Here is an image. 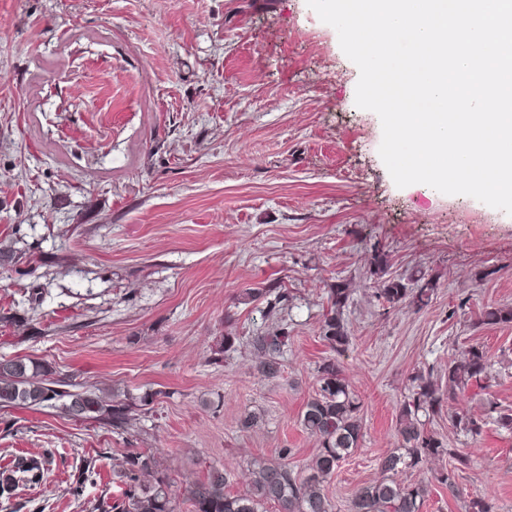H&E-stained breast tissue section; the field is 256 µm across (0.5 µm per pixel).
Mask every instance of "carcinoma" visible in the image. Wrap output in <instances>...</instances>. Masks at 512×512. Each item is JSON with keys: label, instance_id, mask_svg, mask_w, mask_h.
Here are the masks:
<instances>
[{"label": "carcinoma", "instance_id": "obj_1", "mask_svg": "<svg viewBox=\"0 0 512 512\" xmlns=\"http://www.w3.org/2000/svg\"><path fill=\"white\" fill-rule=\"evenodd\" d=\"M388 256L375 254L371 275L378 288L374 297L382 307H395L409 302L417 308L427 306L434 293L430 280H414L408 287L405 278L389 272ZM351 290L342 281L331 289V307L322 315V339L331 351L339 353L351 341L344 319V308ZM266 305L260 309L263 319L273 317L288 305V293L264 291ZM481 321L487 325L512 322V307L486 310ZM290 336L288 328L279 324L274 329L253 337L252 347L260 357L256 369L263 376L275 378L281 373L285 349ZM319 389L307 401L301 415L305 431L315 436L319 452L308 465L310 474H295L288 462L291 450L284 448L274 460L259 462L252 470V481L242 493L225 492L228 473L217 468L207 479L188 490L192 512H266L275 504L280 512H331L325 483L336 473L340 463L359 447L363 437L359 417L360 402L350 390L342 369L334 358L325 359L317 368ZM492 378L488 352L480 343H471L459 358L448 360L444 377L433 370L418 371L409 378L408 395L400 407L397 429L399 450L379 459L382 476L355 493L351 512H423L427 489L422 484H401L394 479L399 466L418 469L432 459H448V467L437 474L438 483L454 492L457 481L471 468L468 455L448 448L435 433L426 430L421 417L439 416L448 399L458 393L481 395ZM57 408L66 416L76 415L82 421L109 424L115 430H128L136 421L137 405L127 399L107 398L94 390L64 378L53 377L43 364L23 359L0 361V407ZM512 433V413L489 402L480 415L458 414L452 427L472 440L483 436L488 424ZM54 458H18L12 469L0 475V494L10 493L19 484H39L50 471ZM118 478L125 484L122 501L112 506L116 512H177L175 496L167 481L157 475V461L152 454L135 452L125 456Z\"/></svg>", "mask_w": 512, "mask_h": 512}]
</instances>
